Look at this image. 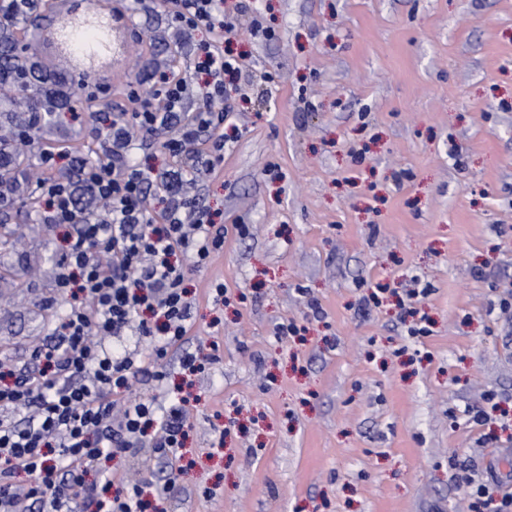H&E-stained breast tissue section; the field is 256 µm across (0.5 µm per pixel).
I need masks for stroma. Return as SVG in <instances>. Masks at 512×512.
<instances>
[{
	"mask_svg": "<svg viewBox=\"0 0 512 512\" xmlns=\"http://www.w3.org/2000/svg\"><path fill=\"white\" fill-rule=\"evenodd\" d=\"M249 5L262 28L232 42L248 99L200 192L224 251L187 277L231 292L198 296L182 349L220 359L191 378L182 351L165 361L189 428L147 512H468L465 479L512 469V434L471 420L490 393L512 409V0ZM119 7L112 95L79 91L46 141L183 70L163 12ZM0 220V358L21 364L62 306L64 231Z\"/></svg>",
	"mask_w": 512,
	"mask_h": 512,
	"instance_id": "stroma-1",
	"label": "stroma"
}]
</instances>
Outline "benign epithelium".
Masks as SVG:
<instances>
[{"label":"benign epithelium","mask_w":512,"mask_h":512,"mask_svg":"<svg viewBox=\"0 0 512 512\" xmlns=\"http://www.w3.org/2000/svg\"><path fill=\"white\" fill-rule=\"evenodd\" d=\"M85 29L96 30L99 37L93 46L82 49L75 45L74 35ZM54 30L58 33L60 52L73 62L72 77L80 81L100 75V66L122 48L114 41V35L128 34V22L112 9L110 0H97L92 5L75 0L57 18Z\"/></svg>","instance_id":"obj_1"}]
</instances>
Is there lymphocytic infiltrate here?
<instances>
[{"label": "lymphocytic infiltrate", "mask_w": 512, "mask_h": 512, "mask_svg": "<svg viewBox=\"0 0 512 512\" xmlns=\"http://www.w3.org/2000/svg\"><path fill=\"white\" fill-rule=\"evenodd\" d=\"M161 1L169 30L186 41L185 69L146 91L125 88L124 111L105 114L90 131L93 157L78 146L47 148L38 119L21 130L39 173V216L69 228L55 260L65 305L48 342L31 354L36 373L0 371V512H29L34 502L43 512H75L90 497L98 512H146L140 484L114 489L105 472L91 484L89 471L146 444L155 458L173 459L187 435L184 401L163 405L131 388L148 379L165 390L163 361L189 333L193 300L182 257L203 269L224 251V227L196 191L224 162L242 64L230 48L236 18L224 0ZM155 146L172 165L134 161ZM65 156L72 170L61 174ZM155 189L164 202L157 214L145 203ZM181 365L203 369L188 352ZM21 473L27 484L17 483Z\"/></svg>", "instance_id": "obj_1"}]
</instances>
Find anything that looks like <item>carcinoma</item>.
<instances>
[{
  "label": "carcinoma",
  "mask_w": 512,
  "mask_h": 512,
  "mask_svg": "<svg viewBox=\"0 0 512 512\" xmlns=\"http://www.w3.org/2000/svg\"><path fill=\"white\" fill-rule=\"evenodd\" d=\"M41 9V0L34 4L28 2L25 8L14 9L16 19L12 25L0 29V71L14 77V85L10 86L12 94L0 98V115L5 118L17 111L22 102L31 112L50 115L70 109L77 102L71 79L46 73L36 51L18 47V29L35 21Z\"/></svg>",
  "instance_id": "obj_1"
}]
</instances>
